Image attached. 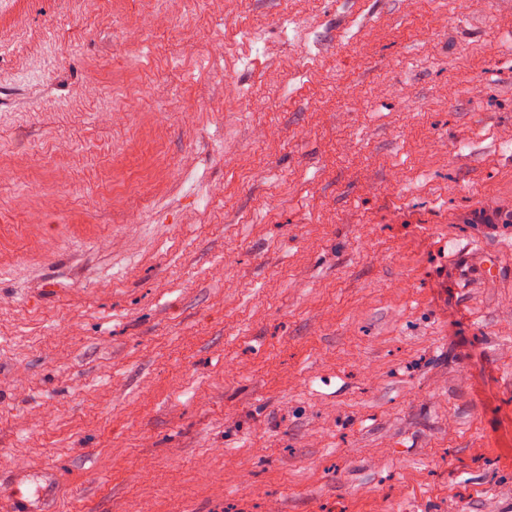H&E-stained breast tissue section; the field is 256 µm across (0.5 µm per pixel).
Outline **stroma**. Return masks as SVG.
I'll use <instances>...</instances> for the list:
<instances>
[{
	"mask_svg": "<svg viewBox=\"0 0 512 512\" xmlns=\"http://www.w3.org/2000/svg\"><path fill=\"white\" fill-rule=\"evenodd\" d=\"M153 7L0 0V512H512V0Z\"/></svg>",
	"mask_w": 512,
	"mask_h": 512,
	"instance_id": "1",
	"label": "stroma"
}]
</instances>
